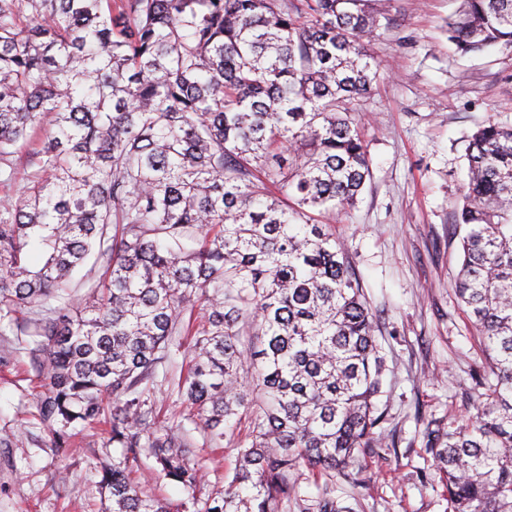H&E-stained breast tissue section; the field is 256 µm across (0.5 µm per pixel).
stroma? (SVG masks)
Returning a JSON list of instances; mask_svg holds the SVG:
<instances>
[{"label": "stroma", "mask_w": 512, "mask_h": 512, "mask_svg": "<svg viewBox=\"0 0 512 512\" xmlns=\"http://www.w3.org/2000/svg\"><path fill=\"white\" fill-rule=\"evenodd\" d=\"M459 4L388 0L378 30L363 41L379 77L352 116L372 178L335 226L378 317L388 367L379 406L395 444L366 456L355 482H337L336 512H449L424 431L462 425L478 401L470 374L485 353L454 293L461 246L453 220L469 137L491 120L512 125V44L457 52L446 23ZM24 342L12 330L0 333V432L12 435L0 446V512H105L102 472L123 453L102 427L54 446L37 420L40 380ZM195 440L203 475L196 495L204 498L223 490L236 453L200 433Z\"/></svg>", "instance_id": "1"}]
</instances>
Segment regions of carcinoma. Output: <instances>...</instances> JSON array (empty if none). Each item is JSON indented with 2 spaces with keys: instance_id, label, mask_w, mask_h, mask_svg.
Returning <instances> with one entry per match:
<instances>
[{
  "instance_id": "obj_1",
  "label": "carcinoma",
  "mask_w": 512,
  "mask_h": 512,
  "mask_svg": "<svg viewBox=\"0 0 512 512\" xmlns=\"http://www.w3.org/2000/svg\"><path fill=\"white\" fill-rule=\"evenodd\" d=\"M376 2L0 0V328L33 315L21 332L56 445L103 422L124 449L109 512H170L129 476L143 456L193 512H282L307 472L329 485L300 512H335L331 485L384 446L385 357L333 226L372 177L349 104L377 76ZM461 2L459 51L512 44V0ZM466 159L455 292L489 366L465 424L426 438L449 512H512V127H479ZM189 335L171 386L236 451L204 499L192 432L155 407L157 368ZM245 374L258 410L241 437Z\"/></svg>"
}]
</instances>
